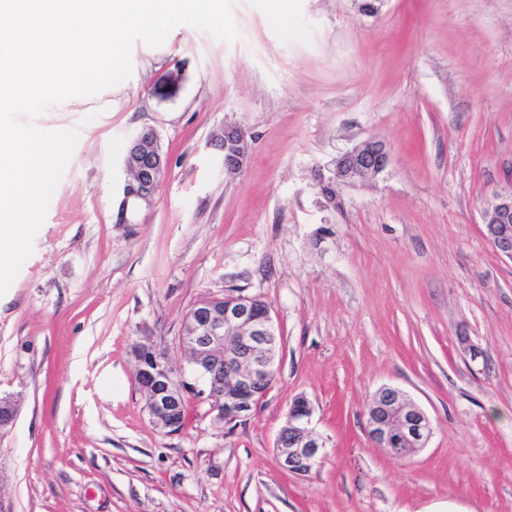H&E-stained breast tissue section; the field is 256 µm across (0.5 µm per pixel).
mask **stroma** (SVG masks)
<instances>
[{"mask_svg": "<svg viewBox=\"0 0 512 512\" xmlns=\"http://www.w3.org/2000/svg\"><path fill=\"white\" fill-rule=\"evenodd\" d=\"M225 43L187 25L135 44L132 74L47 109L78 142L0 295L7 512H512V260L484 215L512 188V0H234ZM184 76L177 97L153 81ZM228 125L247 155L224 173ZM154 128L168 168L121 218L130 137ZM391 148L372 181L321 190L337 157ZM243 288L279 329L250 419L187 404L153 424L132 349L167 346L186 313ZM401 389L433 435L408 460L372 446L365 408ZM325 442L283 471L296 397Z\"/></svg>", "mask_w": 512, "mask_h": 512, "instance_id": "stroma-1", "label": "stroma"}]
</instances>
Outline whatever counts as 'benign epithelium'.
Segmentation results:
<instances>
[{"label":"benign epithelium","mask_w":512,"mask_h":512,"mask_svg":"<svg viewBox=\"0 0 512 512\" xmlns=\"http://www.w3.org/2000/svg\"><path fill=\"white\" fill-rule=\"evenodd\" d=\"M245 150L244 132L237 126H224L225 174L240 170ZM389 159L390 148L385 142L366 140L336 160L332 181L353 185L368 182L385 170ZM125 164L135 177L124 186V214L128 208L152 199L166 171L167 157L154 129L144 128L133 136ZM484 224L496 252L512 260V189L497 196ZM260 302L259 296L237 288L195 306L179 336L180 348L193 358L177 385L167 373L168 353L148 347L151 356L146 362L137 361V372L150 391L148 411L157 428L166 434L183 430L180 405L187 394L210 403L214 421L226 425L245 421L260 409L276 375L278 339L271 311H257ZM16 414L13 401L1 397L0 427L11 425ZM311 417L309 402L301 397L294 401L279 432L278 464L288 473H309L324 448L311 427ZM365 432L372 444L405 459L426 447L433 427L425 412L402 390L384 386L367 403Z\"/></svg>","instance_id":"1"}]
</instances>
